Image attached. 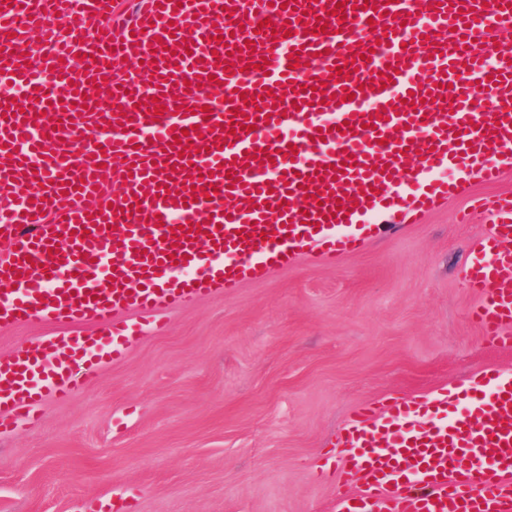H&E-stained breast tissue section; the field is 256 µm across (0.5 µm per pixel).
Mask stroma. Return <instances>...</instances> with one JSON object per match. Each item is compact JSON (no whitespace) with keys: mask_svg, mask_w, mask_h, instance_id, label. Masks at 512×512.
<instances>
[{"mask_svg":"<svg viewBox=\"0 0 512 512\" xmlns=\"http://www.w3.org/2000/svg\"><path fill=\"white\" fill-rule=\"evenodd\" d=\"M471 181L418 223L336 265L300 259L173 310L70 401L0 436V512H335L336 434L373 402L456 384L512 347L470 321Z\"/></svg>","mask_w":512,"mask_h":512,"instance_id":"1","label":"stroma"}]
</instances>
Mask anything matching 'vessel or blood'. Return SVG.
Segmentation results:
<instances>
[{
	"mask_svg": "<svg viewBox=\"0 0 512 512\" xmlns=\"http://www.w3.org/2000/svg\"><path fill=\"white\" fill-rule=\"evenodd\" d=\"M41 29L40 64L24 57ZM512 0H0V433L88 387L174 307L336 264L512 165ZM56 116L45 125V113ZM118 189L104 196L105 175ZM471 320L512 327V196L485 204ZM97 335L79 333L84 324ZM337 512H512V374L366 404ZM53 331V328L41 323L33 322L22 326H0V356L8 357L18 351L35 348L38 336Z\"/></svg>",
	"mask_w": 512,
	"mask_h": 512,
	"instance_id": "obj_1",
	"label": "vessel or blood"
}]
</instances>
